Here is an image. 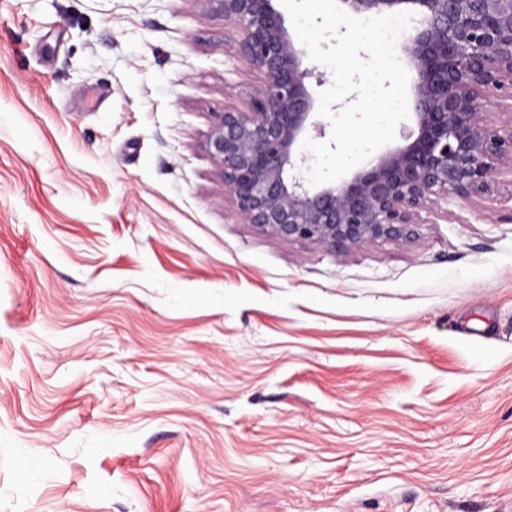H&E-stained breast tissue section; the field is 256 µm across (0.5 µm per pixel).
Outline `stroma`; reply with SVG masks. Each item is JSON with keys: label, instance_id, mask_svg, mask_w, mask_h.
Listing matches in <instances>:
<instances>
[{"label": "stroma", "instance_id": "1", "mask_svg": "<svg viewBox=\"0 0 512 512\" xmlns=\"http://www.w3.org/2000/svg\"><path fill=\"white\" fill-rule=\"evenodd\" d=\"M237 39L0 0V512H512V174L406 243L263 232L206 147Z\"/></svg>", "mask_w": 512, "mask_h": 512}]
</instances>
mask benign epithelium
Listing matches in <instances>:
<instances>
[{"mask_svg": "<svg viewBox=\"0 0 512 512\" xmlns=\"http://www.w3.org/2000/svg\"><path fill=\"white\" fill-rule=\"evenodd\" d=\"M234 24L237 54L262 84L248 110L213 113L209 154L224 190L249 224L343 255L366 242H409L419 213L487 192L512 171V0H340L354 14L409 11L417 25L401 45L415 72L414 126L350 178L308 186L301 150L313 117L310 87L325 83L272 0H208Z\"/></svg>", "mask_w": 512, "mask_h": 512, "instance_id": "benign-epithelium-1", "label": "benign epithelium"}]
</instances>
